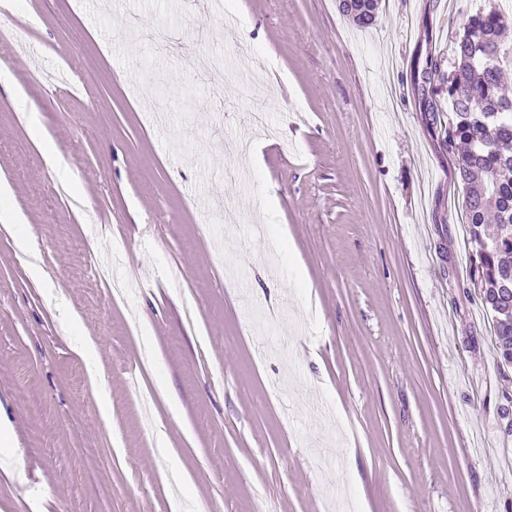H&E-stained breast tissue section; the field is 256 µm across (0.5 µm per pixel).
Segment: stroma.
Returning <instances> with one entry per match:
<instances>
[{
    "label": "stroma",
    "instance_id": "stroma-1",
    "mask_svg": "<svg viewBox=\"0 0 512 512\" xmlns=\"http://www.w3.org/2000/svg\"><path fill=\"white\" fill-rule=\"evenodd\" d=\"M487 3L223 0L233 46L193 0H8L0 512H512V367L414 83ZM342 10L352 18L359 28H366L373 24L378 9L377 0H342Z\"/></svg>",
    "mask_w": 512,
    "mask_h": 512
}]
</instances>
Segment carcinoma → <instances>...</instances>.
Here are the masks:
<instances>
[{
  "instance_id": "cac0c4a2",
  "label": "carcinoma",
  "mask_w": 512,
  "mask_h": 512,
  "mask_svg": "<svg viewBox=\"0 0 512 512\" xmlns=\"http://www.w3.org/2000/svg\"><path fill=\"white\" fill-rule=\"evenodd\" d=\"M378 0H342V10L359 28L373 24ZM509 9L499 3L472 14L453 42L449 70L442 59L427 57L419 98L423 111H441L448 94L444 142L459 155L465 193V219L475 259L470 281L484 308L494 317L497 358L512 365V292H502L512 278V94L505 93V68H512V48H505Z\"/></svg>"
}]
</instances>
